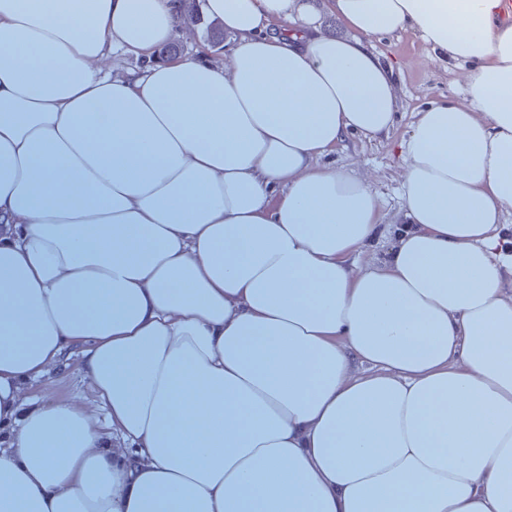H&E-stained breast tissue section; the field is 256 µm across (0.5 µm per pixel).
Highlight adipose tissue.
Masks as SVG:
<instances>
[{"label": "adipose tissue", "instance_id": "ef3b65f1", "mask_svg": "<svg viewBox=\"0 0 512 512\" xmlns=\"http://www.w3.org/2000/svg\"><path fill=\"white\" fill-rule=\"evenodd\" d=\"M329 6L349 36L205 0L221 68L152 61L169 0H0V512H512V23ZM401 31L468 102L419 112L406 224L364 265L378 197L321 159L388 134L367 39ZM116 47L146 65L104 73ZM75 347L110 432L23 395Z\"/></svg>", "mask_w": 512, "mask_h": 512}]
</instances>
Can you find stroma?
<instances>
[{
  "label": "stroma",
  "instance_id": "1",
  "mask_svg": "<svg viewBox=\"0 0 512 512\" xmlns=\"http://www.w3.org/2000/svg\"><path fill=\"white\" fill-rule=\"evenodd\" d=\"M178 59L203 57L215 64L226 63L233 47L219 22L203 17L194 26H179L174 38ZM373 50L393 66L396 75L398 110L388 138L371 139L348 134L324 158L326 164L348 173H368L380 205V223L373 238L363 247L360 258L383 259L391 247L397 226L402 222L401 193L404 159L400 145L407 137L419 109L444 99L465 98L461 69L439 58L413 32L370 37ZM30 399L76 398L92 409L100 426H107L108 415L84 375L80 349L62 357L58 367L27 388Z\"/></svg>",
  "mask_w": 512,
  "mask_h": 512
}]
</instances>
